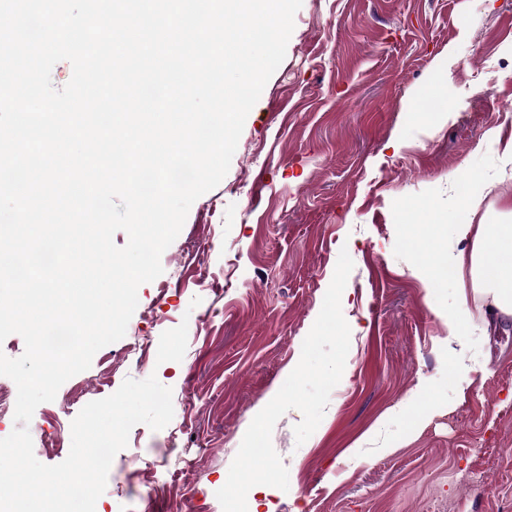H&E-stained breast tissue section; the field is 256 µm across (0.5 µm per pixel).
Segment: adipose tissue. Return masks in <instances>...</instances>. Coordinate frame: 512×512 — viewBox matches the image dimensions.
I'll use <instances>...</instances> for the list:
<instances>
[{
    "label": "adipose tissue",
    "mask_w": 512,
    "mask_h": 512,
    "mask_svg": "<svg viewBox=\"0 0 512 512\" xmlns=\"http://www.w3.org/2000/svg\"><path fill=\"white\" fill-rule=\"evenodd\" d=\"M457 239H472L471 251H459L453 258L457 273L480 275L495 299L500 312L512 314V225L501 224L496 229L486 225L459 224Z\"/></svg>",
    "instance_id": "adipose-tissue-1"
}]
</instances>
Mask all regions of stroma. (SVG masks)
Listing matches in <instances>:
<instances>
[{"mask_svg":"<svg viewBox=\"0 0 512 512\" xmlns=\"http://www.w3.org/2000/svg\"><path fill=\"white\" fill-rule=\"evenodd\" d=\"M511 140L512 0H302L228 173L139 287L125 338L36 408V459L61 463L86 404L153 375L173 419L131 429L98 512H223L216 492L345 250L342 378L307 441L300 411L275 424L289 487L257 512H512V318L440 271L466 247L457 207L512 225ZM470 317V310L467 305L465 294L462 293L459 302L455 303L453 312L448 315V347L453 344L463 346L460 339V329L463 322Z\"/></svg>","mask_w":512,"mask_h":512,"instance_id":"stroma-1","label":"stroma"}]
</instances>
